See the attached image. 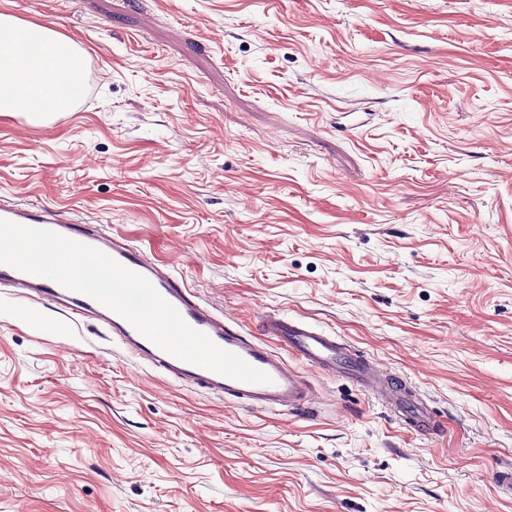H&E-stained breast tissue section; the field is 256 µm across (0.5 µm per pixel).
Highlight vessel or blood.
Instances as JSON below:
<instances>
[{
    "mask_svg": "<svg viewBox=\"0 0 512 512\" xmlns=\"http://www.w3.org/2000/svg\"><path fill=\"white\" fill-rule=\"evenodd\" d=\"M0 219L19 225L46 229L76 242L94 247L127 269L145 277L156 292L174 306L191 328L205 333L218 347L236 353L253 367L269 375L266 383H248L185 362L164 351L143 336L130 322L93 298L68 289L56 281L0 264V282L8 281L33 290L50 302L63 301L77 315L101 314L127 340L132 351L150 355L153 365L181 380L233 399L248 409L280 408L301 411L312 402L305 378L262 344L248 340L225 318L201 306L192 291L172 274L159 271L144 251L130 244H111L94 225L61 218L50 208L35 210L0 204ZM264 335L296 352L311 367L327 370L348 379L361 390L376 396L396 418L419 423L431 431L434 423L422 402L409 400L404 390L390 382L368 357L325 335L310 323L283 314H266L261 320Z\"/></svg>",
    "mask_w": 512,
    "mask_h": 512,
    "instance_id": "1",
    "label": "vessel or blood"
}]
</instances>
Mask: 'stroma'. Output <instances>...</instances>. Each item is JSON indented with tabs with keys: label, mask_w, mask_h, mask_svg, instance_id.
<instances>
[{
	"label": "stroma",
	"mask_w": 512,
	"mask_h": 512,
	"mask_svg": "<svg viewBox=\"0 0 512 512\" xmlns=\"http://www.w3.org/2000/svg\"><path fill=\"white\" fill-rule=\"evenodd\" d=\"M87 97L0 117V199L103 224L255 342L324 329L422 435L288 355L249 410L0 287V512H512V0H0ZM261 329L264 336L272 337L287 350L296 352L309 366L331 371L376 396L396 418L419 423L423 432L433 429L435 422L422 402L405 398L404 388L390 382L372 360L335 336H327L312 324L284 314L263 315Z\"/></svg>",
	"instance_id": "stroma-1"
}]
</instances>
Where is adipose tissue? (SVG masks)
Instances as JSON below:
<instances>
[{
	"label": "adipose tissue",
	"instance_id": "1",
	"mask_svg": "<svg viewBox=\"0 0 512 512\" xmlns=\"http://www.w3.org/2000/svg\"><path fill=\"white\" fill-rule=\"evenodd\" d=\"M80 43L45 23L0 10V115L45 124L74 109L85 86Z\"/></svg>",
	"mask_w": 512,
	"mask_h": 512
}]
</instances>
